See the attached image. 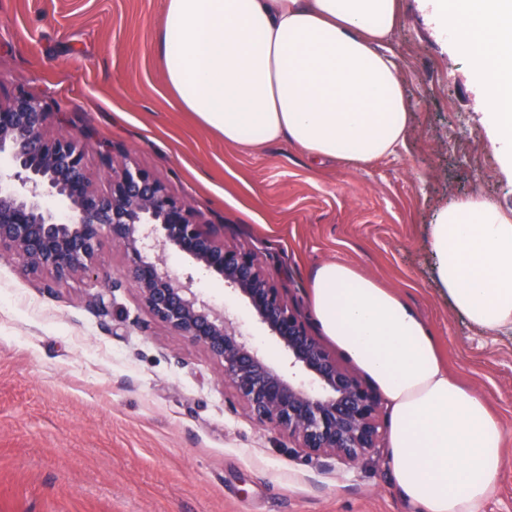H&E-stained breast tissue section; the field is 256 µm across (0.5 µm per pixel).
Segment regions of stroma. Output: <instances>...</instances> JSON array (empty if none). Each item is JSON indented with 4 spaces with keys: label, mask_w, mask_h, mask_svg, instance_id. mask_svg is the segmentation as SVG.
Instances as JSON below:
<instances>
[{
    "label": "stroma",
    "mask_w": 512,
    "mask_h": 512,
    "mask_svg": "<svg viewBox=\"0 0 512 512\" xmlns=\"http://www.w3.org/2000/svg\"><path fill=\"white\" fill-rule=\"evenodd\" d=\"M164 12L165 0H0V95L20 84L48 104L47 134H77L93 177L106 153L138 166L225 246L254 252L328 351L311 303L317 266L345 263L401 296L507 430L481 512H512V332L453 307L429 245L451 199L479 192L512 209L463 60L403 0L389 47L412 113L404 147L365 166L314 165L285 141L225 142L181 107L157 49ZM96 265L107 282H58L0 254V512H418L386 457L308 461L255 423L217 361L151 314L122 247L104 242ZM166 267L193 276L279 362L244 301L187 256L168 253Z\"/></svg>",
    "instance_id": "stroma-1"
}]
</instances>
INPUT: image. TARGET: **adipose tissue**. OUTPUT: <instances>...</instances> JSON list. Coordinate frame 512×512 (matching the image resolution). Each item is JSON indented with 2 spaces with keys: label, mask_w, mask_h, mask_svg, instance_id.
<instances>
[{
  "label": "adipose tissue",
  "mask_w": 512,
  "mask_h": 512,
  "mask_svg": "<svg viewBox=\"0 0 512 512\" xmlns=\"http://www.w3.org/2000/svg\"><path fill=\"white\" fill-rule=\"evenodd\" d=\"M403 0H166L158 51L181 106L225 142L281 140L313 161L368 164L404 146L412 114L389 43ZM479 94V121L512 178V0H421ZM436 275L488 332L512 329V210L481 194L430 227ZM313 312L390 408L388 465L421 512H477L495 490L507 433L445 366L396 293L341 262L312 275Z\"/></svg>",
  "instance_id": "obj_1"
}]
</instances>
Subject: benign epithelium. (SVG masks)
<instances>
[{"label": "benign epithelium", "instance_id": "7a95c632", "mask_svg": "<svg viewBox=\"0 0 512 512\" xmlns=\"http://www.w3.org/2000/svg\"><path fill=\"white\" fill-rule=\"evenodd\" d=\"M51 117L44 101L21 87L0 100V157L10 162L0 172V252L32 274L99 280L94 260L103 242L122 246L129 256L126 275L153 316L221 365L224 380L258 424L287 434L309 460L353 466L378 453V394L310 334L256 255L225 246L187 202L145 170L116 166L107 155V187L97 188L79 137L46 134ZM171 251L189 256L243 299L285 362L268 361L236 319L193 288L192 277L172 275L165 266Z\"/></svg>", "mask_w": 512, "mask_h": 512}]
</instances>
